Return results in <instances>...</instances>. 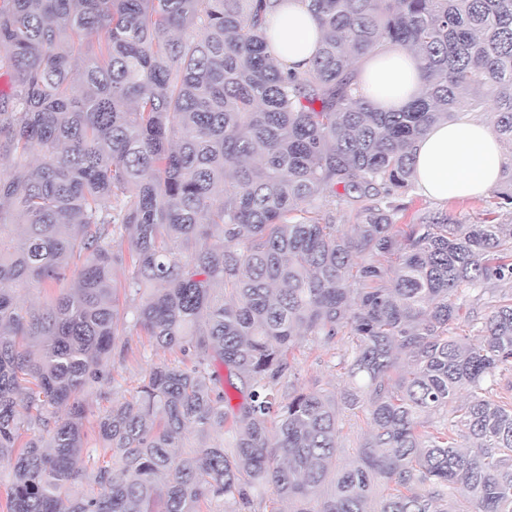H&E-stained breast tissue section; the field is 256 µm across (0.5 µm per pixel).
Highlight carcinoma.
Here are the masks:
<instances>
[{
    "label": "carcinoma",
    "instance_id": "obj_1",
    "mask_svg": "<svg viewBox=\"0 0 512 512\" xmlns=\"http://www.w3.org/2000/svg\"><path fill=\"white\" fill-rule=\"evenodd\" d=\"M285 2L0 0V512H512V406L491 398L512 298L457 333L464 289L512 286V224H402L397 202L432 125L491 101L512 144V0H306L323 34L299 73L269 52ZM393 45L424 84L385 111L357 70ZM496 194L512 213V162ZM130 312L180 358L92 421ZM345 334L341 395L292 382L304 343ZM192 432L214 442L186 451ZM59 293L58 289H44L36 286L18 288V295L26 306L44 307ZM341 418L340 448L336 456V463L340 468L355 457L357 448L368 430L366 416L363 412L357 410V416L344 412Z\"/></svg>",
    "mask_w": 512,
    "mask_h": 512
}]
</instances>
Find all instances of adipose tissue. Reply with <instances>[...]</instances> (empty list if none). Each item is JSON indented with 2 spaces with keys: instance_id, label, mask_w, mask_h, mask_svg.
I'll use <instances>...</instances> for the list:
<instances>
[{
  "instance_id": "ef3b65f1",
  "label": "adipose tissue",
  "mask_w": 512,
  "mask_h": 512,
  "mask_svg": "<svg viewBox=\"0 0 512 512\" xmlns=\"http://www.w3.org/2000/svg\"><path fill=\"white\" fill-rule=\"evenodd\" d=\"M270 49L287 69L302 71L316 55L322 31L305 0H286L269 15ZM361 83L379 108L405 107L418 93L423 72L414 55L399 46L366 59ZM506 149L492 126L465 114L429 128L413 150V182L438 201L486 194L501 179Z\"/></svg>"
}]
</instances>
